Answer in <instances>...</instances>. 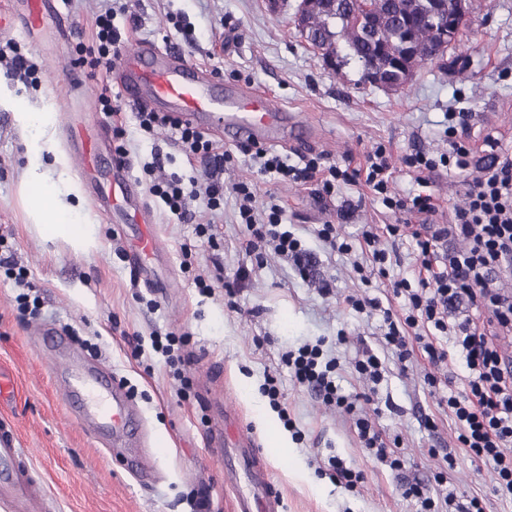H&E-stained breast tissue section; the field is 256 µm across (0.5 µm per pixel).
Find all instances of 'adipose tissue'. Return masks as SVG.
Segmentation results:
<instances>
[{"mask_svg": "<svg viewBox=\"0 0 512 512\" xmlns=\"http://www.w3.org/2000/svg\"><path fill=\"white\" fill-rule=\"evenodd\" d=\"M14 116L21 128L36 132L28 144L29 162L22 177L34 223L66 237L75 251H89L96 244L94 231L90 225L73 223L70 208L64 201L65 195L74 193V186L58 184L43 167L44 153L54 149L50 114L21 105L16 107Z\"/></svg>", "mask_w": 512, "mask_h": 512, "instance_id": "adipose-tissue-1", "label": "adipose tissue"}]
</instances>
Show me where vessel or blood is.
<instances>
[{"mask_svg": "<svg viewBox=\"0 0 512 512\" xmlns=\"http://www.w3.org/2000/svg\"><path fill=\"white\" fill-rule=\"evenodd\" d=\"M55 0H25L30 26H40L52 13ZM120 85L133 102L150 101L182 122L222 135L239 144L287 142L293 128L282 105L256 88L239 86L217 92L204 69L182 52L137 44L124 55ZM37 335L49 338L56 362V380L64 395L77 404V418L114 457L126 456L129 437L135 436L140 419L130 397L94 361L67 357L69 348L63 327L41 324ZM253 437L238 431L224 450V479L246 477L251 489L237 494L234 512H277L280 496L270 475L258 462ZM30 451L17 447L11 431L0 432V506L7 512H40L41 489L28 465Z\"/></svg>", "mask_w": 512, "mask_h": 512, "instance_id": "b4317fda", "label": "vessel or blood"}]
</instances>
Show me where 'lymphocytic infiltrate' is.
Instances as JSON below:
<instances>
[{
  "label": "lymphocytic infiltrate",
  "instance_id": "obj_1",
  "mask_svg": "<svg viewBox=\"0 0 512 512\" xmlns=\"http://www.w3.org/2000/svg\"><path fill=\"white\" fill-rule=\"evenodd\" d=\"M115 11L113 0H106L96 13L91 43L79 45L76 65L94 71L111 70L122 49V35L114 25ZM136 117L140 130L145 133L152 135L158 129H170L186 153L203 160L209 170L206 180L188 191L175 175L151 181L148 192L163 203L165 210L185 217L188 199L201 197L206 209L216 212L223 209L225 194L235 195L239 201L238 221L247 231L242 241L246 254L258 255L270 248L277 255L303 262L307 252L301 239L284 229L280 205L259 202L253 182L225 186L220 175L231 156L223 144L189 124L157 112L142 110ZM243 152L250 155L262 175L303 182L315 179L329 196L335 194L337 183L361 180L385 208L418 213L436 209L428 190L431 173L441 168H462L470 154L461 144L454 145L448 154L434 155L416 149L406 162L416 174L418 190L398 199L389 192L391 165L381 148L368 154L367 164L359 175L304 154L293 165L286 157L263 147L247 146ZM383 233L393 238H410L418 252L419 266L414 279H391L392 294L402 302L400 309L384 307L379 298L367 295L346 297L345 303L360 312H381L384 345L399 363L420 356L429 365L439 367L447 364L450 349H457L464 361V374L440 378L430 373L426 382L430 388L447 390L442 404L457 425L461 448L492 463L495 492L512 496V366H506L497 342L500 334L512 333V296L500 293L498 288L499 280L512 274V153L488 156L481 175L470 183L464 204L455 208L452 224L371 225L361 231L355 245L342 238L334 224L322 225L317 236L341 253L360 247L378 274L388 277L391 257L378 245ZM450 236L466 242V249L460 252L443 249L442 241ZM461 297L488 309L489 317L481 321L468 317L449 322L448 305ZM282 361L291 368L299 385L314 392L325 405L341 410L357 441L381 465L393 471L402 468L397 449L384 439L370 418L358 413L354 400L342 393L336 382V359L325 358L320 345L306 344L283 354ZM442 460L443 468L435 476L442 489L439 496L425 493L414 483L405 489V496L419 502L420 512H484L479 498L463 502L454 491L448 490V472L454 461L448 453Z\"/></svg>",
  "mask_w": 512,
  "mask_h": 512
}]
</instances>
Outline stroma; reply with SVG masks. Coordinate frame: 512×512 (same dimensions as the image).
<instances>
[{
    "label": "stroma",
    "instance_id": "obj_1",
    "mask_svg": "<svg viewBox=\"0 0 512 512\" xmlns=\"http://www.w3.org/2000/svg\"><path fill=\"white\" fill-rule=\"evenodd\" d=\"M128 5L129 15L117 16L115 24L124 30L137 23V42L185 53L215 83L268 90L297 114L301 140L279 146V153L321 155L342 166L347 158L359 163L367 151L384 146L393 166L391 190L400 196L415 188L404 163L412 149L440 154L457 141L470 155L467 167L455 174L442 169L431 174L438 209L417 214L386 209L360 184L327 196L314 182L258 175L239 144L225 141L233 155L225 184L255 181L259 201L282 206L284 224L309 252L310 271L304 278L293 260L270 252L259 266L245 254L232 195H225L224 210L216 214L200 201L189 203L191 212L214 222L215 248L197 237L193 224L155 202L147 204L152 224L146 227L96 201V188L124 176L147 188L150 178L142 165L155 151L166 155V172L200 181L205 171L201 160L186 158L166 130L144 135L135 118L138 105L126 101L122 109L131 167L116 169L107 153L99 161L97 185L80 179L70 160L80 139L65 125L63 114L70 78H77L89 96L97 94V77L89 68L74 67L73 59L76 45L88 39L100 0H56L61 22L70 30L67 49L21 21L12 33L0 34V72L8 76L0 89V254L13 257L28 273L19 286L0 268V428L12 430L19 447L30 449L33 466L60 512H198L202 499L209 503L208 512H233L237 490L224 483L208 428L228 411L234 417L226 419L227 434L245 425L263 448L281 494L280 512H418L417 502L405 497L403 489L409 483L432 484L439 456L446 452L454 455L450 478L458 495L482 499L485 512H512V499L493 492L490 464L458 448L453 420L439 407V394L424 382L431 370L427 361L397 363L384 351L381 316L345 306V297L363 294L391 300L388 279L363 285L355 266L365 262V255L357 249L347 255L331 252L315 235L327 222L339 225L349 238L367 224L449 223L477 174L479 145L490 137L512 153V0H471L470 32L442 62L418 67L397 92L364 83L356 63L328 67L296 30L295 0H285L276 10L268 0H128ZM14 50L34 64V78L8 75ZM21 103L54 115L56 151L44 154L43 163L52 177L78 184L81 198L74 204V219L91 225L97 241L89 252L72 250L28 218L19 186L31 135L13 117ZM452 112L462 113L463 119L450 135L446 128ZM58 153L67 157L66 166L55 163ZM146 229L164 246L142 259L154 271L150 283L132 261L134 245ZM186 243L192 248L188 268L181 253ZM244 266L251 268V279L232 308L225 286ZM199 275L211 284L210 292H200ZM22 292L35 302L34 311L19 309L16 297ZM38 323L68 325L75 353L103 363L124 385L154 450V482H136L125 460L103 453L92 433L75 422V409L45 361L47 341L31 333ZM169 332L187 339L185 363L178 368L151 350L135 356L128 342L134 335L147 339ZM316 342L338 359L337 381L350 395L369 390L357 377L356 360L369 350L383 355L384 377L374 400L359 402L358 410L372 416L386 438H400V471L378 464L336 409L292 381L282 354ZM184 376L192 385L183 398L178 388ZM270 376L293 421L282 447L258 420L262 413L277 414L262 390ZM427 416L434 418L436 430L424 428ZM433 448L438 456H430ZM331 456L362 471L363 483L346 489L321 476L318 467Z\"/></svg>",
    "mask_w": 512,
    "mask_h": 512
}]
</instances>
